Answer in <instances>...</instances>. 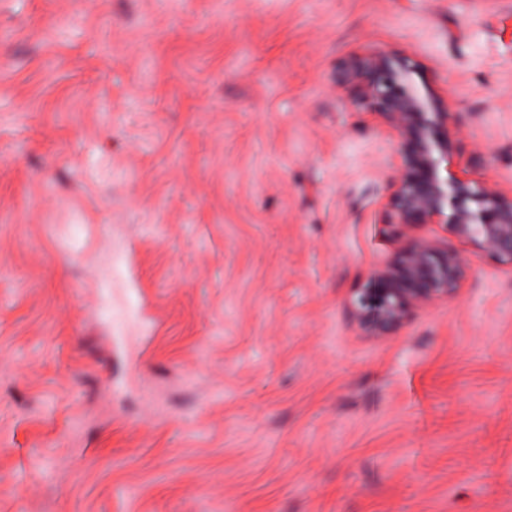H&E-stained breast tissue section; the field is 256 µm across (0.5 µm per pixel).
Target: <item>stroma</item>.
<instances>
[{
  "mask_svg": "<svg viewBox=\"0 0 512 512\" xmlns=\"http://www.w3.org/2000/svg\"><path fill=\"white\" fill-rule=\"evenodd\" d=\"M512 190V0H0V512H512V267L372 335L405 247L337 62Z\"/></svg>",
  "mask_w": 512,
  "mask_h": 512,
  "instance_id": "1",
  "label": "stroma"
}]
</instances>
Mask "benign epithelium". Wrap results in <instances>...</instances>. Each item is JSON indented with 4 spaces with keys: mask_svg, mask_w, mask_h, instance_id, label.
Returning a JSON list of instances; mask_svg holds the SVG:
<instances>
[{
    "mask_svg": "<svg viewBox=\"0 0 512 512\" xmlns=\"http://www.w3.org/2000/svg\"><path fill=\"white\" fill-rule=\"evenodd\" d=\"M349 102L381 117L397 150L389 205L397 224L412 231L443 224L458 239L496 262L512 266V193L442 171L456 150L451 113L428 87L411 78L405 58L371 49L340 65ZM466 261L440 243L415 237L396 261L374 276L355 303L359 324L381 334L398 327L411 310L453 296L466 275Z\"/></svg>",
    "mask_w": 512,
    "mask_h": 512,
    "instance_id": "1",
    "label": "benign epithelium"
}]
</instances>
